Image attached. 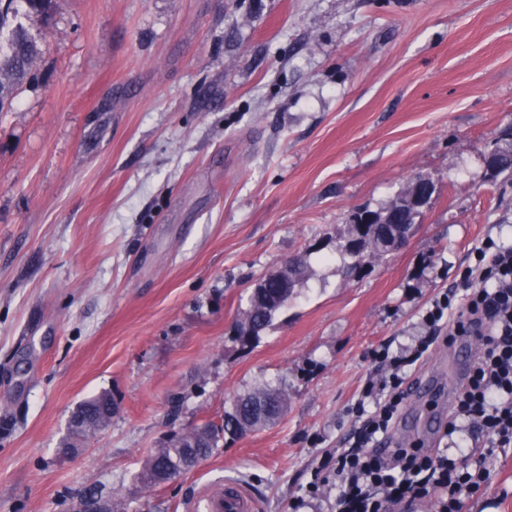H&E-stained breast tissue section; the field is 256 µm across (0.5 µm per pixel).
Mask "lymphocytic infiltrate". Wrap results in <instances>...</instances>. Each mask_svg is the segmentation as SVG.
Masks as SVG:
<instances>
[{"instance_id": "obj_1", "label": "lymphocytic infiltrate", "mask_w": 512, "mask_h": 512, "mask_svg": "<svg viewBox=\"0 0 512 512\" xmlns=\"http://www.w3.org/2000/svg\"><path fill=\"white\" fill-rule=\"evenodd\" d=\"M474 255V265L461 275L464 292L441 296L423 315L425 335L396 355L380 349V364L391 369L388 390L364 388L347 447L321 457L294 507L329 488L336 492V512H393L397 507L410 512L414 502L430 496L439 512H460L463 500L489 481L484 457L474 455L475 442H482L487 454L512 447V248L488 239ZM461 336L482 342L448 424L452 433L467 427L469 441L451 452L416 444L387 457L375 454L377 442L398 419L409 372L437 339L451 344Z\"/></svg>"}]
</instances>
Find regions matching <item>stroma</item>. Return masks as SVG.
I'll return each mask as SVG.
<instances>
[{
  "instance_id": "obj_1",
  "label": "stroma",
  "mask_w": 512,
  "mask_h": 512,
  "mask_svg": "<svg viewBox=\"0 0 512 512\" xmlns=\"http://www.w3.org/2000/svg\"><path fill=\"white\" fill-rule=\"evenodd\" d=\"M31 82L0 113V512H190L243 486L292 512L353 424L372 354L407 344L485 239L512 247V0H53ZM407 244L346 273L336 234L416 175ZM307 276L257 343L235 328L281 260ZM270 384L274 424L152 488L147 458ZM109 427L60 454L72 410ZM398 446H452L406 408ZM462 512H512V448ZM111 399L108 394L103 393L89 401L82 402L78 404L75 408V410L71 414V420L73 417L77 415H84L89 414L94 416L95 422L93 424L94 427H98L100 429H105L110 421H111V413H112V406L110 411V405L108 403V400ZM71 420L70 427L68 423V430L66 437L62 441V447L66 448H76L77 444L84 441L85 439H89L90 437L96 436H90L88 434V431L86 432H77L72 429L71 427Z\"/></svg>"
}]
</instances>
